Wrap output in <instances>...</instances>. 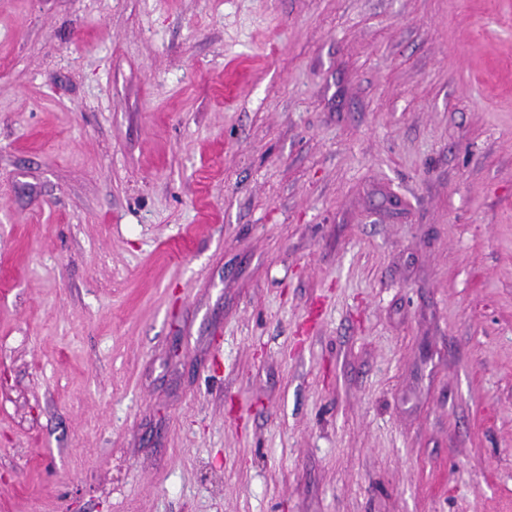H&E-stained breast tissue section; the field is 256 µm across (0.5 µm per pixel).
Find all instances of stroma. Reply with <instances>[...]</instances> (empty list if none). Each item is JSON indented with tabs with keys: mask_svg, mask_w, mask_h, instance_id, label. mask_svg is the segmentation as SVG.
Instances as JSON below:
<instances>
[{
	"mask_svg": "<svg viewBox=\"0 0 512 512\" xmlns=\"http://www.w3.org/2000/svg\"><path fill=\"white\" fill-rule=\"evenodd\" d=\"M0 512H512V0H0Z\"/></svg>",
	"mask_w": 512,
	"mask_h": 512,
	"instance_id": "stroma-1",
	"label": "stroma"
}]
</instances>
